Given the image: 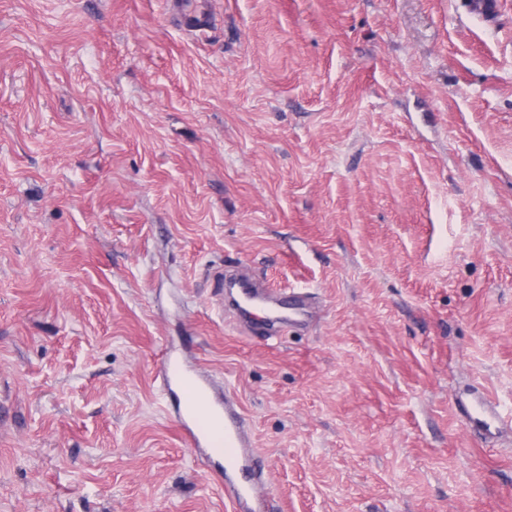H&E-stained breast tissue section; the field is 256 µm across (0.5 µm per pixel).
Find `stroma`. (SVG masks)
Instances as JSON below:
<instances>
[{
    "mask_svg": "<svg viewBox=\"0 0 512 512\" xmlns=\"http://www.w3.org/2000/svg\"><path fill=\"white\" fill-rule=\"evenodd\" d=\"M471 2L0 0V512H228L173 347L277 512H512L460 408L512 411V0ZM227 288L236 292V302L240 308L247 311L256 303H271L275 297L270 288H264L249 278L245 273L233 274L226 277ZM159 377L168 392L167 411L179 423L187 445L224 482L232 512H273L262 480L265 464L237 399L197 364L168 352Z\"/></svg>",
    "mask_w": 512,
    "mask_h": 512,
    "instance_id": "35a3bbf8",
    "label": "stroma"
}]
</instances>
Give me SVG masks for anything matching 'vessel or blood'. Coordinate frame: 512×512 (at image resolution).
I'll return each instance as SVG.
<instances>
[{"mask_svg":"<svg viewBox=\"0 0 512 512\" xmlns=\"http://www.w3.org/2000/svg\"><path fill=\"white\" fill-rule=\"evenodd\" d=\"M226 283L245 310L270 302L273 295L243 273L230 275ZM160 377L168 392V413L176 418L197 457L221 474L231 512H270L262 480L264 460L237 399L218 391L205 370L172 352L162 362Z\"/></svg>","mask_w":512,"mask_h":512,"instance_id":"1","label":"vessel or blood"}]
</instances>
